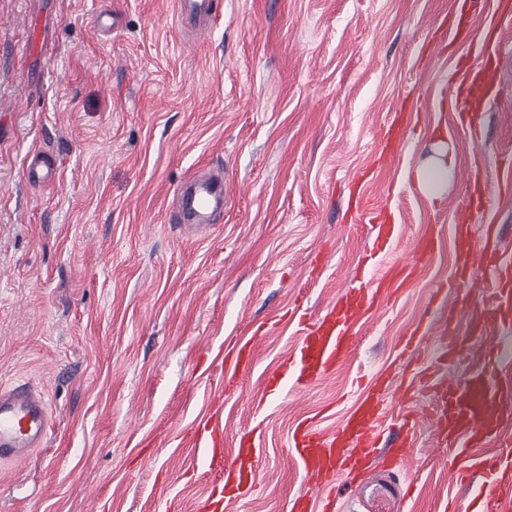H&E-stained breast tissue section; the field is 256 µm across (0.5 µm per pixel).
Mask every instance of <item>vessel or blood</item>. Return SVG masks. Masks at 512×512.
Here are the masks:
<instances>
[{
  "mask_svg": "<svg viewBox=\"0 0 512 512\" xmlns=\"http://www.w3.org/2000/svg\"><path fill=\"white\" fill-rule=\"evenodd\" d=\"M178 21L199 25L198 39L209 34L204 21L212 13V0H175ZM493 78L484 70L465 68L461 90L452 103L455 112L465 113L483 105L491 95ZM179 216L195 226H206L205 216L224 205V168L215 166L192 185L176 190ZM481 271L474 294L487 320L485 334L476 336V356L480 367L462 383L449 378L445 367L448 348L440 346L431 357L428 369L435 380L431 388L435 403L426 414H403L405 424L428 421L437 445L452 450L456 457H467L470 449L483 446L505 428L512 426V348L505 341L512 337V261L504 259L493 226L483 231V246L475 248L463 240L456 265V278L466 281ZM411 276L405 266L388 265L380 272L361 279L348 291L344 306H333L316 323L305 325L301 340L286 354L277 370L265 380L269 391L286 385L305 390L334 370L352 351L361 327L385 300L397 293ZM258 336L237 342L224 353L229 368L225 389L237 386V373L253 364ZM383 381L370 385L343 424L324 432L313 419L301 420L295 427L289 449L301 466L307 483L314 487L330 484L339 472L355 470L378 455L384 429L381 418L386 409ZM49 429L46 404L31 393L26 383L0 386V462L19 461L39 447ZM207 454L209 493L197 512H224L226 495L240 497L257 485L259 450L254 429H244L237 442L235 457L224 455L221 426H203L195 434ZM486 480L475 501L458 500L454 512H512V445L503 444L494 456L483 459Z\"/></svg>",
  "mask_w": 512,
  "mask_h": 512,
  "instance_id": "vessel-or-blood-1",
  "label": "vessel or blood"
}]
</instances>
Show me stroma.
I'll return each mask as SVG.
<instances>
[{"label":"stroma","instance_id":"1","mask_svg":"<svg viewBox=\"0 0 512 512\" xmlns=\"http://www.w3.org/2000/svg\"><path fill=\"white\" fill-rule=\"evenodd\" d=\"M454 2L216 0L198 42L175 0H0V384L32 381L50 413L44 446L0 464V512H195L209 479L192 435L213 418L226 454L253 424L261 448L256 490L226 512H290L305 488L297 419L332 432L381 374L385 436H401V337L426 322L433 352L451 312L470 344L455 226L478 243L496 225L512 256V19L488 0L470 40L451 41ZM100 13L116 27L97 28ZM490 30L496 97L466 126L448 99ZM403 112L405 137L378 162ZM37 151L54 182L29 178ZM431 158L452 163L437 196L417 181ZM213 165L224 211L199 236L172 196ZM357 193L383 224L349 209ZM384 224L382 263L413 277L299 404L266 391L301 316L354 287ZM430 231L436 248L416 261ZM259 328L225 391L226 347ZM434 443L420 424L408 468L373 464L317 495L337 512H447L468 488Z\"/></svg>","mask_w":512,"mask_h":512}]
</instances>
